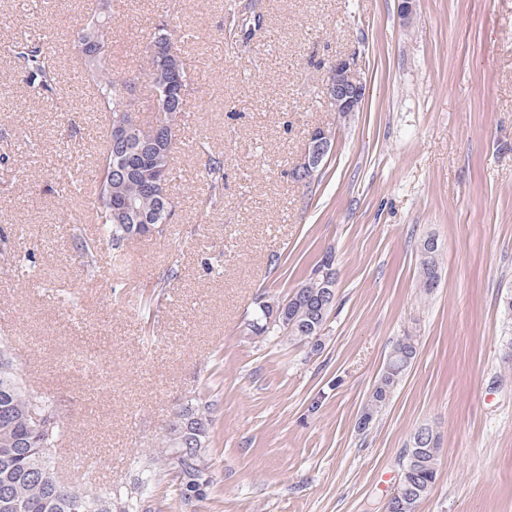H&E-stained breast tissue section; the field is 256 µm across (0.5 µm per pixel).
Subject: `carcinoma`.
Listing matches in <instances>:
<instances>
[{"label":"carcinoma","instance_id":"obj_1","mask_svg":"<svg viewBox=\"0 0 512 512\" xmlns=\"http://www.w3.org/2000/svg\"><path fill=\"white\" fill-rule=\"evenodd\" d=\"M160 33L168 38L167 50L178 63V71L187 88L186 95L173 97L170 110L184 111L189 95L194 91L191 74L182 57V36L167 21L157 24ZM14 58L32 91L44 98L56 94L59 83L58 66L50 52L39 41L14 42L0 49ZM75 53L84 72L85 81L95 92L97 109L106 116L103 141L97 154L93 210L98 224L96 235L79 241L78 250L86 265L91 266L99 250L110 253L111 265L122 268L126 261V244L137 235H158L165 231L162 222L143 224L137 214H154L158 199L165 198L173 205L169 185L174 179L171 158L177 148L176 134L166 131L153 147L145 165L152 169L164 168L158 192L148 189L145 180L118 173L120 157L135 151L146 143L138 127L130 129L126 141L112 143V119L125 111L120 80L112 75L108 53H94L75 43ZM223 162L209 156L206 175L211 194L208 205L215 204L223 188ZM131 205L126 222H118L115 203ZM420 269L419 287L432 293L439 281V257L418 250ZM285 301L258 303L257 318L250 327L261 336L285 337L306 342L315 349L325 321L336 306V267L332 252L324 254L309 278L297 287ZM419 341L402 336L393 345L371 395L362 410V416L373 423L386 407L391 395L411 367L418 353ZM211 403H190L183 407L167 428L164 450L156 456L145 457L141 473L133 479L138 491L153 477L173 478L178 495L186 506H194L206 499L211 479L204 467L212 419ZM42 418L43 428L35 426L33 416ZM63 420L57 406L48 398L27 388L22 378L13 348L0 338V512H112V493L82 490L75 485L60 482L50 467V449L55 447L62 432ZM410 447L399 458L397 497L387 500L384 512H418L421 503L430 494L437 478L439 465V435L431 427L417 429L409 440Z\"/></svg>","mask_w":512,"mask_h":512}]
</instances>
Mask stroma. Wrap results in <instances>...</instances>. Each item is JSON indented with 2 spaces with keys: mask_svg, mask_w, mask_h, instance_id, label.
<instances>
[{
  "mask_svg": "<svg viewBox=\"0 0 512 512\" xmlns=\"http://www.w3.org/2000/svg\"><path fill=\"white\" fill-rule=\"evenodd\" d=\"M98 0H0V45L45 38L60 83L38 97L0 53V337L29 387L65 423L56 471L125 496L180 408L214 401L197 506L170 478L143 512H383L412 433L440 437L437 479L419 512H512V0H121L113 73L156 117L143 46L159 20L186 36L194 93L178 117L173 216L135 237L129 264L84 266L94 140L105 124L72 43ZM259 28L230 31L237 16ZM355 58L369 87L337 123L329 64ZM330 127L318 184L291 171L310 131ZM224 162L205 207L201 145ZM82 189L58 197L74 158ZM434 238L440 283L419 286ZM337 303L322 348L248 328L259 301L286 297L326 251ZM154 295L150 310L136 297ZM419 352L367 431L362 407L398 336ZM97 365L80 369L77 356Z\"/></svg>",
  "mask_w": 512,
  "mask_h": 512,
  "instance_id": "obj_1",
  "label": "stroma"
}]
</instances>
